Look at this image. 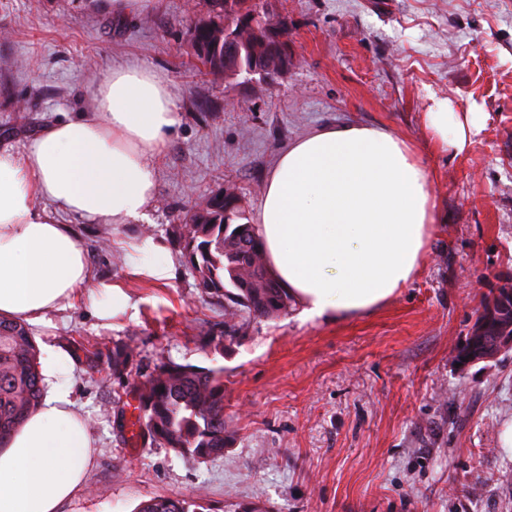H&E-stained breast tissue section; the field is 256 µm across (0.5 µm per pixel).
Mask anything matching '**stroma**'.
Wrapping results in <instances>:
<instances>
[{
  "mask_svg": "<svg viewBox=\"0 0 512 512\" xmlns=\"http://www.w3.org/2000/svg\"><path fill=\"white\" fill-rule=\"evenodd\" d=\"M265 6L287 17L296 55L273 81L201 73L188 29L206 0H160L122 21L84 0H0L1 150L24 152L43 126L89 110L94 85L120 65L151 67L180 110L147 220L70 221L94 281L130 309L105 322L81 297L31 329L40 359H65L61 381L96 445L60 512H136L159 496L218 512H512V352L464 370L454 360L482 304L512 281V0ZM435 97L485 115L462 156L431 138ZM328 124L385 127L426 165L442 220L418 275L372 311L307 319L296 306L214 351L205 338L224 309L201 296L177 226L227 186L258 222L280 155ZM165 258L171 276L160 279ZM117 344L131 351L119 378ZM160 357L223 368L235 429L223 455L197 465L121 430V401Z\"/></svg>",
  "mask_w": 512,
  "mask_h": 512,
  "instance_id": "35a3bbf8",
  "label": "stroma"
}]
</instances>
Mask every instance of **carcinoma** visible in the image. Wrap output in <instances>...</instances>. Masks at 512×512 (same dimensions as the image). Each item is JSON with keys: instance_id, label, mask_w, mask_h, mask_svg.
<instances>
[{"instance_id": "1", "label": "carcinoma", "mask_w": 512, "mask_h": 512, "mask_svg": "<svg viewBox=\"0 0 512 512\" xmlns=\"http://www.w3.org/2000/svg\"><path fill=\"white\" fill-rule=\"evenodd\" d=\"M224 0H209L207 15L194 27L192 48L208 65L207 73L229 75L254 58H270L263 31L239 33L228 42ZM179 234L206 297L224 303V329L209 336L208 344L224 349V341L252 320H277L288 313L293 299L263 264L264 250L246 208H224L215 193L197 203L184 217ZM491 326L512 313V299L499 294L483 303ZM128 350L112 348V375L124 374ZM42 375L38 348L29 327L0 318V447L9 442L19 424L41 404ZM135 400L139 436L185 459L201 464L224 453L232 436L224 418V368L203 369L190 364L159 361L137 385ZM138 512H211L204 502L178 497H155Z\"/></svg>"}]
</instances>
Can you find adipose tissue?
<instances>
[{
    "mask_svg": "<svg viewBox=\"0 0 512 512\" xmlns=\"http://www.w3.org/2000/svg\"><path fill=\"white\" fill-rule=\"evenodd\" d=\"M92 107L42 128L21 154L0 150V318L44 325L86 294L104 321L127 295L96 284L65 214L133 224L155 199V159L180 122L169 85L151 68L117 66ZM436 145L463 155L480 112L446 100L426 114ZM439 214L429 173L405 140L382 127L324 126L283 152L263 195L256 233L271 272L307 318L348 317L411 282ZM49 356V390L0 449V512H58L82 484L93 445Z\"/></svg>",
    "mask_w": 512,
    "mask_h": 512,
    "instance_id": "obj_1",
    "label": "adipose tissue"
}]
</instances>
